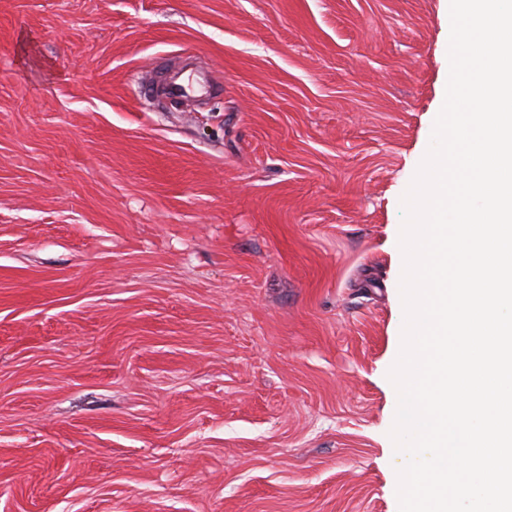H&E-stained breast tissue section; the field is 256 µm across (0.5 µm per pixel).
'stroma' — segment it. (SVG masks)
<instances>
[{
    "label": "stroma",
    "mask_w": 512,
    "mask_h": 512,
    "mask_svg": "<svg viewBox=\"0 0 512 512\" xmlns=\"http://www.w3.org/2000/svg\"><path fill=\"white\" fill-rule=\"evenodd\" d=\"M449 35L448 0H0V512H399ZM188 55L206 109L138 99Z\"/></svg>",
    "instance_id": "35a3bbf8"
}]
</instances>
